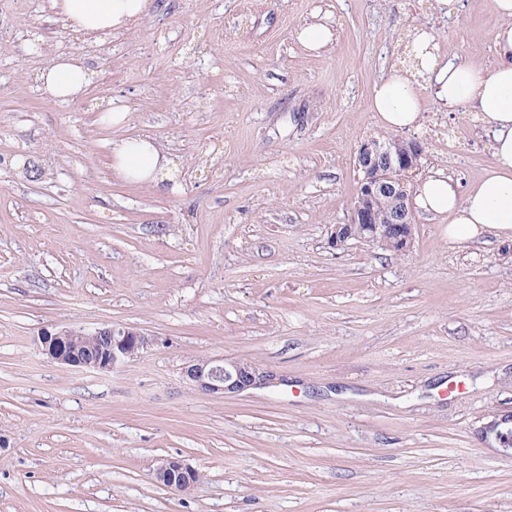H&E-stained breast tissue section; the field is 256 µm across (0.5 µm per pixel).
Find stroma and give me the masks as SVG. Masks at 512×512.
Masks as SVG:
<instances>
[{"instance_id":"stroma-1","label":"stroma","mask_w":512,"mask_h":512,"mask_svg":"<svg viewBox=\"0 0 512 512\" xmlns=\"http://www.w3.org/2000/svg\"><path fill=\"white\" fill-rule=\"evenodd\" d=\"M462 2L149 0L60 106L37 76L80 47L50 0H0V512H512V449L483 435L512 414V240L453 248L418 209L406 252L328 243L417 31L492 61L491 0ZM317 19L335 42L313 54ZM419 93L413 184L478 181L486 132ZM126 137L172 183L116 178ZM111 324L154 343L106 373L37 344ZM202 358L285 383L204 395L183 375ZM163 457L199 481L158 484ZM297 37L310 51L324 50L334 42L332 29L321 21L308 22L298 31Z\"/></svg>"}]
</instances>
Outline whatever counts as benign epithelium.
I'll use <instances>...</instances> for the list:
<instances>
[{"mask_svg": "<svg viewBox=\"0 0 512 512\" xmlns=\"http://www.w3.org/2000/svg\"><path fill=\"white\" fill-rule=\"evenodd\" d=\"M422 154V147L414 141L384 143L373 139L363 143L356 158L361 173L358 194L348 222L336 225L331 232V244L338 247L354 239L393 252L410 248L415 228L412 194L393 172L418 167ZM38 342L42 353L54 362L108 372L137 357L152 339L132 327L105 325L88 333L75 329L45 331ZM184 376L198 391L210 395L273 386L277 381L272 373L251 363L211 359L192 362L185 367ZM154 476L157 483L178 491L199 480V472L176 457L160 459Z\"/></svg>", "mask_w": 512, "mask_h": 512, "instance_id": "1", "label": "benign epithelium"}]
</instances>
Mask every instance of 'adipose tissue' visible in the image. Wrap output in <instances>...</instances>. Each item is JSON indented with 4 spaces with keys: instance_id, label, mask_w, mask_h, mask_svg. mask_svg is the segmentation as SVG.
<instances>
[{
    "instance_id": "1",
    "label": "adipose tissue",
    "mask_w": 512,
    "mask_h": 512,
    "mask_svg": "<svg viewBox=\"0 0 512 512\" xmlns=\"http://www.w3.org/2000/svg\"><path fill=\"white\" fill-rule=\"evenodd\" d=\"M56 15L73 33L105 44L112 34L144 17L148 0H51ZM499 18L493 33L491 64L461 63L444 54L434 35L420 32L411 49V70L392 71L375 84L370 108L387 129L417 127L421 120L417 88L428 80L435 99L448 110L466 109L491 136L495 164L469 189L446 169L437 168L421 182L415 202L426 213L443 217L448 241L466 246L490 237H512V0H492ZM44 91L58 104L84 94L90 72L82 58H55L41 71ZM170 159L155 140L120 139L112 143V168L126 181L163 182Z\"/></svg>"
}]
</instances>
